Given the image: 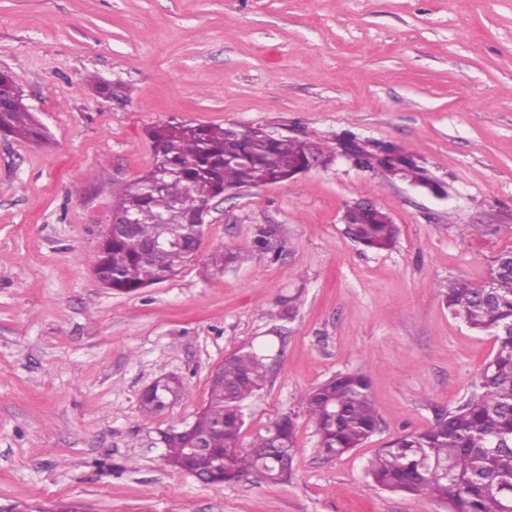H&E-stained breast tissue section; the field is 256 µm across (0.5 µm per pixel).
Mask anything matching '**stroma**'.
Returning a JSON list of instances; mask_svg holds the SVG:
<instances>
[{"label":"stroma","instance_id":"stroma-1","mask_svg":"<svg viewBox=\"0 0 512 512\" xmlns=\"http://www.w3.org/2000/svg\"><path fill=\"white\" fill-rule=\"evenodd\" d=\"M1 69L50 141L0 136V512H444L380 489L365 465L461 405L493 354L444 291L512 249V0H0ZM173 117L350 133L437 188L339 152L214 200L192 262L120 293L90 260L113 196L153 163L146 128ZM363 197L397 224L394 248L346 236ZM260 227L267 254L252 249ZM217 245L239 257L221 273ZM263 346L268 381L240 443L293 415L288 481L212 485L168 466L159 431L195 418L226 356ZM355 370L379 427L331 457L303 400ZM167 375L180 396L142 416L143 391Z\"/></svg>","mask_w":512,"mask_h":512}]
</instances>
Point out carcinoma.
Segmentation results:
<instances>
[{"label": "carcinoma", "mask_w": 512, "mask_h": 512, "mask_svg": "<svg viewBox=\"0 0 512 512\" xmlns=\"http://www.w3.org/2000/svg\"><path fill=\"white\" fill-rule=\"evenodd\" d=\"M15 83L0 71V134L42 145L44 126L22 99L8 93ZM154 162L149 171L127 184L112 199V213L138 218L131 236H103L92 271L106 287L134 292L175 275L192 261L176 247L153 266L145 265L138 245L159 234L158 199L146 185L162 180L163 197L180 208V231L191 230L194 211L214 196L243 187L285 181L312 156H330L322 142L271 136L256 127L239 130L221 125H191L171 119L147 130ZM387 168L400 171L421 186L428 181L411 161L396 159ZM345 233L369 250H386L396 242L397 225L381 210L348 207ZM448 311L471 330L489 333L496 349L484 364L474 391L455 410L428 429L404 435L381 448L368 461L367 474L384 490L429 495L446 512H508L512 507V250L495 257L480 283L448 281ZM267 355L254 349L224 359L211 378L206 406L190 429L164 440L166 463L188 474L210 476L213 484L237 483L258 474L268 482L288 479L295 452L294 419L284 415L269 422L248 446L239 443L246 402L268 376ZM181 384L146 390L140 401L144 415L163 410L160 399L177 394ZM305 413L313 422L322 450L342 455L362 446L378 428V418L362 371L340 373L310 390ZM198 437L208 438L207 451L191 453Z\"/></svg>", "instance_id": "1"}]
</instances>
